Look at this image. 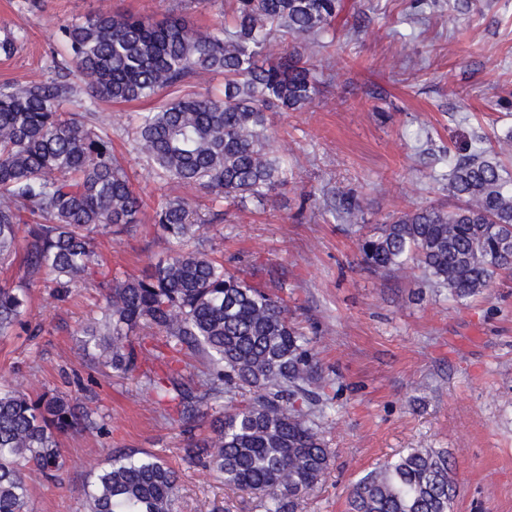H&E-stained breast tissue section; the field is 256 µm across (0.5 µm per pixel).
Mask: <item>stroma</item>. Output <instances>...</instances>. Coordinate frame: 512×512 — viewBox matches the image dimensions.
I'll use <instances>...</instances> for the list:
<instances>
[{"mask_svg": "<svg viewBox=\"0 0 512 512\" xmlns=\"http://www.w3.org/2000/svg\"><path fill=\"white\" fill-rule=\"evenodd\" d=\"M330 48L335 79L303 111L273 117L288 183L263 210H226L202 225V245L227 269L257 265L283 285L289 317L314 347L332 386L322 424L331 463L294 512H349L352 485L409 448L448 452L456 496L451 512H512V277L464 302L418 277L379 274L360 256L361 237L385 218L420 205L448 208L440 181L474 138L512 131V0H344ZM98 0H0V37L21 34L0 58V83L52 76L48 56L62 24ZM116 10L220 20L200 0H112ZM139 103H105L116 154L147 206L132 231L99 240L104 266L139 273L166 259L152 206L166 196L208 215L192 185H164L128 142ZM358 196L361 225L333 207ZM93 284L57 300L51 284L31 292L34 335L0 337V382L34 395L60 389L108 421L104 434H71L62 483L31 481L33 512H83L93 470L117 452L162 456L179 472L177 512H262L255 494L183 459L184 436L138 377L115 376L84 357L78 330L99 313Z\"/></svg>", "mask_w": 512, "mask_h": 512, "instance_id": "1", "label": "stroma"}]
</instances>
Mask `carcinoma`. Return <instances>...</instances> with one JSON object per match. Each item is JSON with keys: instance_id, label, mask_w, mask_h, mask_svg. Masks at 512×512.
I'll use <instances>...</instances> for the list:
<instances>
[{"instance_id": "1", "label": "carcinoma", "mask_w": 512, "mask_h": 512, "mask_svg": "<svg viewBox=\"0 0 512 512\" xmlns=\"http://www.w3.org/2000/svg\"><path fill=\"white\" fill-rule=\"evenodd\" d=\"M232 19L206 30L184 16L157 20L98 9L59 28L66 54L51 57L50 81L0 85V268L17 256L23 275L0 283V336L26 324L30 290L48 280L63 300L96 275L104 305L86 330L85 354L117 375L138 373L154 398L176 409L184 459L260 497L263 512H293L328 468L320 432L330 399L311 341L288 323L287 306L230 272L199 247L206 223L180 198L161 201L155 225L171 245L166 261L140 275L108 276L100 236L139 223L143 198L98 120L103 103L156 98L135 112L133 150L162 183L193 184L213 213L261 207L288 183L271 111L300 112L327 80L314 58L336 40L343 0H232ZM294 46L270 51L276 36ZM224 76L218 93L205 87ZM194 85L202 89L186 92ZM512 135L479 143L450 163L451 209L404 211L364 239L371 268L419 269L465 301L512 271ZM346 224L363 222L359 202L338 203ZM203 358L206 370L191 371ZM254 396L236 401L233 391ZM210 419L208 436L193 437ZM107 422L72 395L31 396L0 386V512H31L30 481L56 482L67 468L60 437L102 432ZM179 477L156 454L112 457L84 490L86 512H174ZM448 454L410 448L357 481L352 512H448L454 498Z\"/></svg>"}]
</instances>
